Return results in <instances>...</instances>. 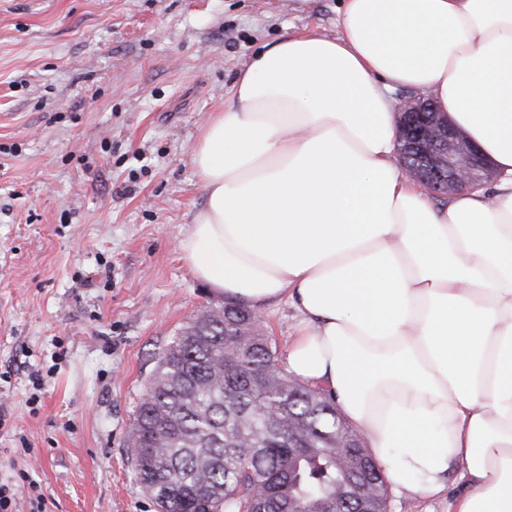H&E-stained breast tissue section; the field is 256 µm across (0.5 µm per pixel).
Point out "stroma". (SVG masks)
<instances>
[{"label": "stroma", "mask_w": 512, "mask_h": 512, "mask_svg": "<svg viewBox=\"0 0 512 512\" xmlns=\"http://www.w3.org/2000/svg\"><path fill=\"white\" fill-rule=\"evenodd\" d=\"M342 0H0V474L47 512H157L128 432L157 356L223 294L179 243L191 161L239 70L284 32H340ZM287 354L295 310L258 306ZM39 371L41 387L29 373ZM389 494L387 512H448Z\"/></svg>", "instance_id": "35a3bbf8"}]
</instances>
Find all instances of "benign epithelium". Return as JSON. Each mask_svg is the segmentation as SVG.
<instances>
[{
  "label": "benign epithelium",
  "mask_w": 512,
  "mask_h": 512,
  "mask_svg": "<svg viewBox=\"0 0 512 512\" xmlns=\"http://www.w3.org/2000/svg\"><path fill=\"white\" fill-rule=\"evenodd\" d=\"M398 164L434 194L449 195L491 181V164L468 137L445 122L431 101L398 98Z\"/></svg>",
  "instance_id": "obj_1"
}]
</instances>
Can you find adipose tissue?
I'll return each instance as SVG.
<instances>
[{"label": "adipose tissue", "mask_w": 512, "mask_h": 512, "mask_svg": "<svg viewBox=\"0 0 512 512\" xmlns=\"http://www.w3.org/2000/svg\"><path fill=\"white\" fill-rule=\"evenodd\" d=\"M241 69L192 162L196 278L299 314L289 375L324 384L395 492L512 512V0H344ZM427 95L497 171L438 208L396 161L393 90Z\"/></svg>", "instance_id": "obj_1"}]
</instances>
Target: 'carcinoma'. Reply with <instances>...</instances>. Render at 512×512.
I'll return each mask as SVG.
<instances>
[{
	"label": "carcinoma",
	"instance_id": "carcinoma-1",
	"mask_svg": "<svg viewBox=\"0 0 512 512\" xmlns=\"http://www.w3.org/2000/svg\"><path fill=\"white\" fill-rule=\"evenodd\" d=\"M128 447L159 512H386L388 480L364 439L283 372L240 303L197 311L162 350Z\"/></svg>",
	"mask_w": 512,
	"mask_h": 512
}]
</instances>
